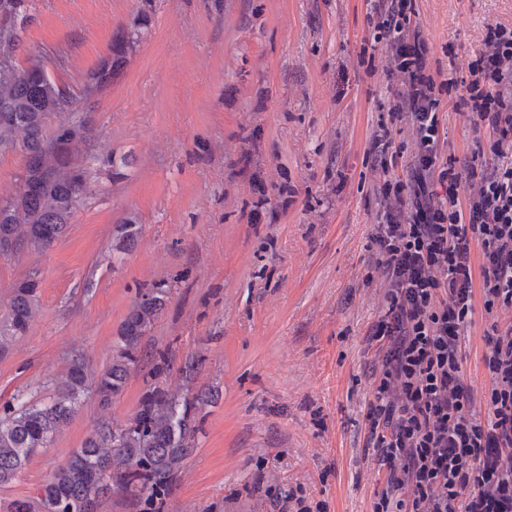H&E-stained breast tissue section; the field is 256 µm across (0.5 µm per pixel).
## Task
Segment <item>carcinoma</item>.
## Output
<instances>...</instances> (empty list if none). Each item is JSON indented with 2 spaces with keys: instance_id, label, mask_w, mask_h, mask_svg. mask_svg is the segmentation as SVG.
Masks as SVG:
<instances>
[{
  "instance_id": "obj_1",
  "label": "carcinoma",
  "mask_w": 512,
  "mask_h": 512,
  "mask_svg": "<svg viewBox=\"0 0 512 512\" xmlns=\"http://www.w3.org/2000/svg\"><path fill=\"white\" fill-rule=\"evenodd\" d=\"M34 0H0V58L12 67L0 77V155L24 159L15 193L0 198V258L18 250L43 254L70 227L74 213L88 198L95 182L94 153L97 134L90 112L96 100L88 87L102 92L112 86L141 38L139 28L121 29L109 53L91 70L80 94L58 84L44 64L45 56L17 61L25 27L32 20ZM140 225L127 218L117 226L115 252L137 245ZM36 274L13 287L6 312L0 315V350L27 333L39 307ZM170 289L153 285L139 291L120 325L110 366L97 376L95 392L108 404L125 387L141 363L142 345L169 301ZM151 383L136 419L128 426L101 422L43 485L45 512H97L99 502L114 494L130 499L136 512H163L185 460L195 450L199 433L194 410L214 398L209 390L193 391L199 357L191 356L181 368L184 383L173 391L158 382L169 366V351L154 355ZM85 363L76 358L65 380L51 385L46 404L32 403L18 410L3 409L0 416V485L18 477L32 456L48 447L53 436L77 413L89 384Z\"/></svg>"
}]
</instances>
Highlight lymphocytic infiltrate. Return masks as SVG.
<instances>
[{
	"label": "lymphocytic infiltrate",
	"instance_id": "f902f5d3",
	"mask_svg": "<svg viewBox=\"0 0 512 512\" xmlns=\"http://www.w3.org/2000/svg\"><path fill=\"white\" fill-rule=\"evenodd\" d=\"M418 16L417 0H375L368 15L402 80L389 121L407 125L416 145L395 178L387 171L400 152L389 130L368 148L387 174L365 277L386 284L366 334L380 361L366 445L386 468L372 512H512V319L499 317L512 310V27L491 28L467 75L446 78L430 66ZM447 101L487 133V151L465 166L443 153ZM467 176L479 178L476 194H462ZM475 328L490 378L479 395L464 372Z\"/></svg>",
	"mask_w": 512,
	"mask_h": 512
}]
</instances>
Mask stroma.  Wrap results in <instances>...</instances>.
<instances>
[{
  "mask_svg": "<svg viewBox=\"0 0 512 512\" xmlns=\"http://www.w3.org/2000/svg\"><path fill=\"white\" fill-rule=\"evenodd\" d=\"M441 71L486 49L490 26H512V0H418ZM370 0H34L18 61L52 55L58 83L80 89L117 28L149 24L98 98L94 189L48 252L0 259V314L13 285L37 271L40 303L26 335L0 351V408L44 401L73 358L97 375L141 288L169 302L143 360L110 405L86 394L70 423L11 483L0 512H43L48 477L102 421L134 423L152 354L178 389L186 356L195 388L217 396L165 512H279L294 488L321 512H372L379 464L365 443L376 362L365 334L382 291L366 285L377 222L368 141L401 84L371 47ZM456 156L485 132L448 110ZM129 164H122V157ZM141 233L112 249L125 218Z\"/></svg>",
  "mask_w": 512,
  "mask_h": 512,
  "instance_id": "1",
  "label": "stroma"
}]
</instances>
